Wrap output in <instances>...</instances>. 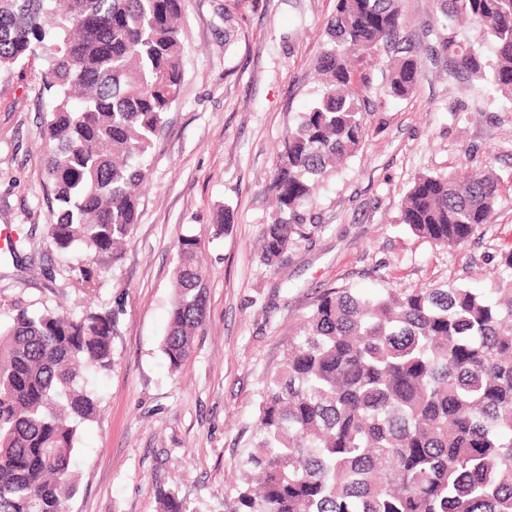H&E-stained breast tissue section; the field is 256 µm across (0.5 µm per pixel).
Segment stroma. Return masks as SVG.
I'll return each mask as SVG.
<instances>
[{
	"mask_svg": "<svg viewBox=\"0 0 512 512\" xmlns=\"http://www.w3.org/2000/svg\"><path fill=\"white\" fill-rule=\"evenodd\" d=\"M336 0H182L185 74L146 165L139 217L122 260L94 302L116 316L112 369L91 385L101 401L83 427L80 482L69 512H159L158 489L191 512H228L258 415L263 380L330 287L371 291L439 282L491 286L500 252L512 248V98L448 76V35L482 48L471 21L444 23L437 0H401L398 44L379 47L360 151L325 179L309 203L322 230L282 262L261 264L263 225L275 217L270 174L288 130L318 91L317 62ZM232 38H225V28ZM421 55L406 98L387 96L399 47ZM42 59L0 74V320L14 304L76 312L69 258L47 240L53 200L40 134ZM488 170L498 203L466 245L448 249L399 224L420 173ZM233 222L218 231L216 215ZM202 244L204 330L172 371L168 330L178 239Z\"/></svg>",
	"mask_w": 512,
	"mask_h": 512,
	"instance_id": "1",
	"label": "stroma"
}]
</instances>
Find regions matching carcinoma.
<instances>
[{
    "label": "carcinoma",
    "instance_id": "carcinoma-1",
    "mask_svg": "<svg viewBox=\"0 0 512 512\" xmlns=\"http://www.w3.org/2000/svg\"><path fill=\"white\" fill-rule=\"evenodd\" d=\"M466 15L494 57L450 36L454 73L512 93V0H439ZM399 0H336L318 61L321 87L288 131L270 177L275 218L260 260H282L321 231L318 185L361 148L364 62L397 37ZM182 0H0V73L44 52L41 128L55 209L47 238L85 256L72 287L80 312L16 305L0 324V512H64L78 491L82 427L100 412L89 377L112 366V311L93 305L123 257L147 180L144 158L184 79ZM387 94H411L420 57L390 65ZM493 174L421 173L399 223L446 248L466 244L497 203ZM169 330L172 370L206 319L200 243L178 240ZM231 512H512V250L493 288L458 284L331 287L281 367L263 381ZM161 512H187L158 493Z\"/></svg>",
    "mask_w": 512,
    "mask_h": 512
}]
</instances>
